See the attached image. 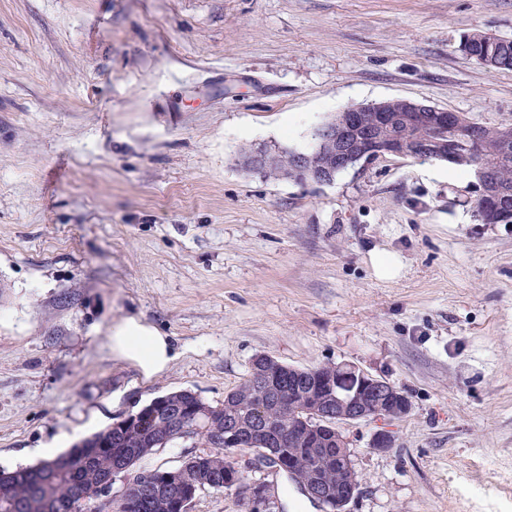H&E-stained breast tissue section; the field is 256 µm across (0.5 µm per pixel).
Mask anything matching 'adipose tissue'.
Instances as JSON below:
<instances>
[{"mask_svg": "<svg viewBox=\"0 0 512 512\" xmlns=\"http://www.w3.org/2000/svg\"><path fill=\"white\" fill-rule=\"evenodd\" d=\"M109 348L114 357L133 365L147 380L165 373L176 357L171 338L135 316L113 324Z\"/></svg>", "mask_w": 512, "mask_h": 512, "instance_id": "ef3b65f1", "label": "adipose tissue"}]
</instances>
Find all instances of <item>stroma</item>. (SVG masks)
I'll return each mask as SVG.
<instances>
[{"instance_id":"stroma-1","label":"stroma","mask_w":512,"mask_h":512,"mask_svg":"<svg viewBox=\"0 0 512 512\" xmlns=\"http://www.w3.org/2000/svg\"><path fill=\"white\" fill-rule=\"evenodd\" d=\"M476 31L512 39V0H0V469L171 392L219 404L267 355L408 396L344 428L350 512H512V224L478 223L444 161L324 185L238 164L389 99L512 124ZM130 315L173 338L148 383L108 347ZM255 457L234 460L264 512H322Z\"/></svg>"}]
</instances>
